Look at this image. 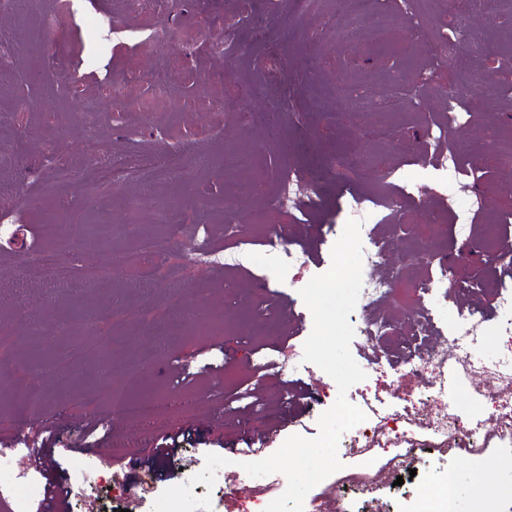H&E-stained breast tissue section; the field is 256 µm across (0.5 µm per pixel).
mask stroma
Segmentation results:
<instances>
[{"label": "stroma", "mask_w": 512, "mask_h": 512, "mask_svg": "<svg viewBox=\"0 0 512 512\" xmlns=\"http://www.w3.org/2000/svg\"><path fill=\"white\" fill-rule=\"evenodd\" d=\"M375 7L388 25L341 43L324 35L343 11L338 0L305 16L292 0H37L25 17L12 0H0V29L28 43L49 42L45 51H17L0 64V144L10 149L0 159V445L11 448L13 460L0 483L24 470L41 485H81L66 512H153L165 489L190 481L206 454L216 453L228 466L213 486L196 484L194 495H209L217 512H263L281 490L255 496L240 477L242 448L261 439L264 458L289 436L316 437L338 388L314 364L258 372L253 357L306 340L312 316L299 291L329 269L350 197H375L382 184L428 178L424 196H398L401 222L372 227L373 238L393 253L427 251V261L404 267L403 283L451 263L466 287L434 308L435 319L468 310L493 317L494 291L512 289V267L460 258L449 196L431 159L448 150L437 132L449 122L445 93L456 91V110L472 119L459 159L462 181L484 198L471 217L473 234L483 236L493 224L500 244L512 245V181L486 136L490 129L512 133V16L493 11L476 22L495 47L499 70L496 81L477 89L464 73L482 70L484 56L459 42V71L435 55L458 24L461 0L449 12L433 9L412 46L403 41L399 0H376ZM45 14L54 22L47 33ZM162 60L168 89L158 95L151 74ZM399 71L408 84L426 83L424 109L385 117L353 112L345 85L396 101L392 75ZM253 112L264 113L266 124L251 125ZM270 124L277 138L268 137ZM92 137L98 152L125 168L157 166V181L92 187ZM239 148L254 153V170L225 169V152ZM57 166L72 180L56 188L50 204L29 205ZM291 170L314 176L312 200L284 212L275 201ZM159 208L166 223L137 222V212ZM100 224L111 225L109 239L98 236ZM165 232L169 252L143 249V241ZM197 245L232 252L239 262L233 269L195 263ZM45 249L78 253L95 280L48 284L34 261ZM292 252L303 255V268L288 266ZM133 306L141 321L113 335V324ZM36 317L49 326L55 349L75 336L107 342L111 379L91 357L73 367L67 387L46 376L29 356L28 322ZM198 321L207 333L195 332ZM229 364L243 383L225 379ZM162 383L167 389L151 423L124 410L123 401ZM30 386L40 388L43 404L18 416ZM419 388L394 367L368 373L347 399L368 392L394 408ZM174 435L177 451L154 456ZM32 448L40 464H33ZM133 455L148 458V466L127 467ZM104 456L109 466H102ZM414 467L415 476L400 486L376 474L372 506L346 491L351 512H422L452 474L461 485L456 512H479L486 500L493 512H512V494L502 490L512 483L510 448L493 446L478 457L426 451ZM83 470L93 480L81 481Z\"/></svg>", "instance_id": "1"}]
</instances>
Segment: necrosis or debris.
<instances>
[{"mask_svg": "<svg viewBox=\"0 0 512 512\" xmlns=\"http://www.w3.org/2000/svg\"><path fill=\"white\" fill-rule=\"evenodd\" d=\"M363 266L370 271L378 267L387 270L381 277H364L361 290L360 331L377 339L388 335L390 325L376 317L374 309L381 301L398 295L402 266L395 263L391 252L374 242L363 251ZM452 278V271L444 268L410 288L408 317L415 328L433 329L434 317L425 298L433 290L447 287ZM495 294L492 327L502 338L498 358L486 362L477 356L487 329L483 316L477 312L458 314L434 348L403 362L405 371L424 382L423 392L391 411L382 410L375 398L364 397L367 419L348 437L359 465L340 478V486L369 491L376 464L373 451L377 448L388 450L387 468L402 473L410 469L418 452L426 449L477 456L492 442L512 446V290L499 288ZM452 365L476 378L474 393L489 406L486 418L465 429L460 427L457 407L448 397V368Z\"/></svg>", "mask_w": 512, "mask_h": 512, "instance_id": "1", "label": "necrosis or debris"}]
</instances>
